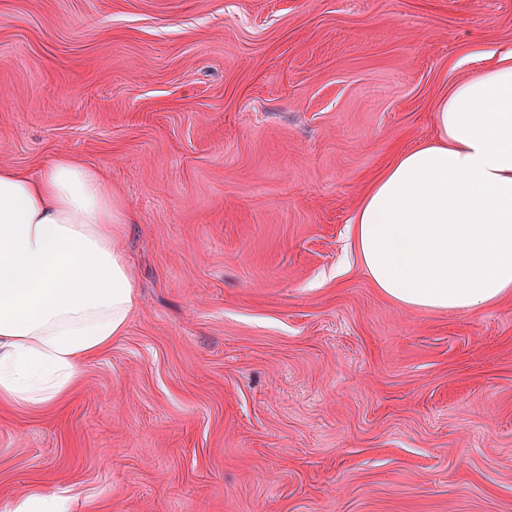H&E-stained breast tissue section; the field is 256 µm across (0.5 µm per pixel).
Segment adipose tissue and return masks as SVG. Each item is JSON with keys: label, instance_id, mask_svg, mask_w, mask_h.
<instances>
[{"label": "adipose tissue", "instance_id": "obj_1", "mask_svg": "<svg viewBox=\"0 0 512 512\" xmlns=\"http://www.w3.org/2000/svg\"><path fill=\"white\" fill-rule=\"evenodd\" d=\"M436 139L394 153L352 218L354 252L391 301L473 312L512 295V49L469 53ZM129 222L103 174L67 155L0 166V396L67 395L135 307Z\"/></svg>", "mask_w": 512, "mask_h": 512}]
</instances>
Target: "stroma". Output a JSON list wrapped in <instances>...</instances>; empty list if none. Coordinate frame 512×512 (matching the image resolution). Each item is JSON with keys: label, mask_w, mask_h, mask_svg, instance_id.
<instances>
[{"label": "stroma", "mask_w": 512, "mask_h": 512, "mask_svg": "<svg viewBox=\"0 0 512 512\" xmlns=\"http://www.w3.org/2000/svg\"><path fill=\"white\" fill-rule=\"evenodd\" d=\"M512 0H0V165L131 215L123 336L0 401V512H512V298L384 297L349 227ZM54 495L40 489L26 490L9 512H62Z\"/></svg>", "instance_id": "stroma-1"}]
</instances>
